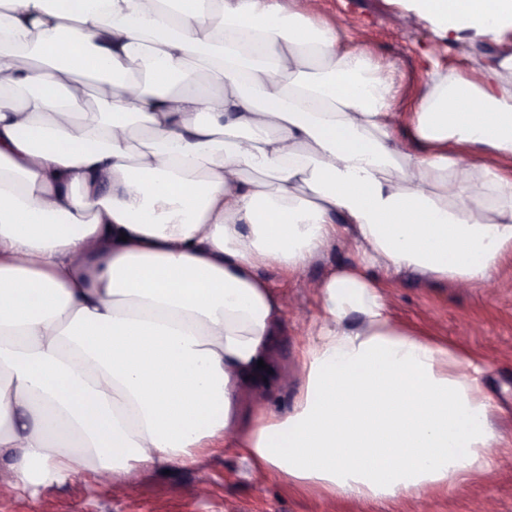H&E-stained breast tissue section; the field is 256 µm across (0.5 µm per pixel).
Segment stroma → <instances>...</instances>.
I'll list each match as a JSON object with an SVG mask.
<instances>
[{"label":"stroma","mask_w":512,"mask_h":512,"mask_svg":"<svg viewBox=\"0 0 512 512\" xmlns=\"http://www.w3.org/2000/svg\"><path fill=\"white\" fill-rule=\"evenodd\" d=\"M312 2L327 20H344L350 38L395 67L396 108L401 112L413 110L432 73L452 70L477 81L481 73L476 57L494 63L512 56V28L483 33L464 26L452 41L419 17L413 20V31L403 30L398 20L407 12L405 0ZM353 260L349 246L337 243L299 274L264 270L286 309L274 345L280 381L267 396L276 408L293 404L300 352L309 340L307 323L319 310L316 283ZM385 298L398 321L487 365L484 385L492 398L495 428L512 437V257L503 260L495 282L484 288L452 283L437 288L409 270L396 275ZM201 482L208 494L198 498L191 489ZM0 512H512V447L500 449L489 470L475 474L457 491L381 505L336 498L316 487L255 473L248 458L230 450L205 457L193 469L142 471L131 496L80 477L55 485L39 499L0 484Z\"/></svg>","instance_id":"stroma-1"}]
</instances>
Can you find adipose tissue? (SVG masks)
I'll list each match as a JSON object with an SVG mask.
<instances>
[{"label":"adipose tissue","instance_id":"obj_1","mask_svg":"<svg viewBox=\"0 0 512 512\" xmlns=\"http://www.w3.org/2000/svg\"><path fill=\"white\" fill-rule=\"evenodd\" d=\"M412 7L448 34L512 26V0ZM509 70L436 75L401 113L390 66L288 0H0L11 485L191 467L218 442L254 471L369 501L487 470L505 439L483 367L397 321L381 286L403 270L485 284L512 254ZM339 242L355 261L316 285L293 406L260 404L242 431L241 392L279 379L284 309L261 270L298 274Z\"/></svg>","mask_w":512,"mask_h":512}]
</instances>
